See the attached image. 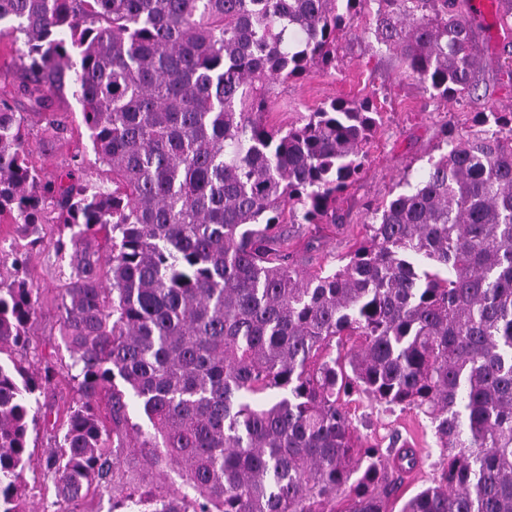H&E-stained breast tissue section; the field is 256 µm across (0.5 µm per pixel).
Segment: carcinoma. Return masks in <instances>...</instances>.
I'll return each instance as SVG.
<instances>
[{
	"label": "carcinoma",
	"instance_id": "carcinoma-1",
	"mask_svg": "<svg viewBox=\"0 0 512 512\" xmlns=\"http://www.w3.org/2000/svg\"><path fill=\"white\" fill-rule=\"evenodd\" d=\"M497 5L512 35V0ZM352 35L395 52L433 101L477 100L469 0H0L47 144L72 139L54 107L68 84L107 174L75 155L43 177L0 93V215L27 238L0 257L13 270L0 277V512H26L18 475L41 422L60 435L43 467L62 502L110 486L116 512H336L344 493L345 512H392L419 454L360 441L353 396L434 427L440 475L399 512H512V111L444 123L423 179L367 205L346 263L303 270L280 231L341 223L337 202L368 167V99L265 121L277 86L336 69ZM47 224L71 231L56 241L70 252L58 308L79 399L59 428L32 401L56 367L14 358L38 313L27 273ZM109 386L112 419L134 397L152 430L141 452L183 471L176 494L116 483Z\"/></svg>",
	"mask_w": 512,
	"mask_h": 512
}]
</instances>
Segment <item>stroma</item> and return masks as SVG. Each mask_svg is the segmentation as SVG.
I'll use <instances>...</instances> for the list:
<instances>
[{
    "label": "stroma",
    "instance_id": "35a3bbf8",
    "mask_svg": "<svg viewBox=\"0 0 512 512\" xmlns=\"http://www.w3.org/2000/svg\"><path fill=\"white\" fill-rule=\"evenodd\" d=\"M482 20L486 26L482 34V66L487 96L479 103L438 105L420 83L402 75L396 55L376 42L355 39L341 42L334 72L315 73L281 87L275 106L266 116L268 122L278 126H288L296 120L298 113L313 110L334 97L370 99L381 114V127L371 145V161L366 175L349 187L339 200L342 226L333 232H322L317 240L312 239L309 228H293L294 238L300 243L294 256L297 265L310 270L322 265L337 266L361 239L365 202L389 199L405 191L407 184L418 182L429 158L438 153V133L444 121L468 122L474 112L489 109L504 112L512 107V82L505 75L512 61L502 51V36L494 12L484 13ZM58 106L74 128L73 139L62 147H44L39 119L30 116L31 133L26 143L30 161L43 174L53 176L66 168L71 154L78 151L84 157L85 172L99 177L101 170L82 123L80 104L67 92L59 98ZM56 238L55 231H48L41 246L34 250L30 263L29 279L37 288L40 301L38 316L31 328V343L22 357L34 368L47 363L61 366L70 361L59 336L57 301L69 257L57 253ZM310 239L314 240L315 247L309 251L305 243ZM349 410L361 435L385 443L396 434L419 450L422 461L413 471L404 474L399 491L401 498L413 496L430 483L440 450L428 419L413 410L389 413L370 406L364 399L350 402ZM144 422L137 405H129L126 422L115 426L109 434L108 447L118 449L120 454L119 477L131 488L157 495L172 494L183 483L178 470L163 463H150L130 445L131 424ZM54 445V434L45 426L31 431V462L22 477L31 489L29 506L32 512H112V492L108 489L97 491L79 503L58 506L54 485L44 478L40 468L46 449Z\"/></svg>",
    "mask_w": 512,
    "mask_h": 512
}]
</instances>
